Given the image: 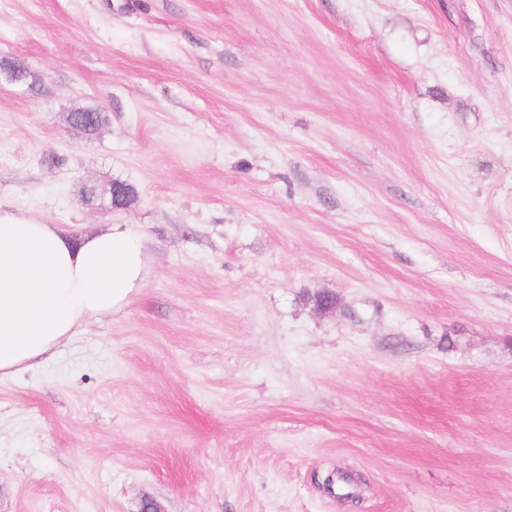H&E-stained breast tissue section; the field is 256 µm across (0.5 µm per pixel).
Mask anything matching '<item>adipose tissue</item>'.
Instances as JSON below:
<instances>
[{"instance_id":"1","label":"adipose tissue","mask_w":512,"mask_h":512,"mask_svg":"<svg viewBox=\"0 0 512 512\" xmlns=\"http://www.w3.org/2000/svg\"><path fill=\"white\" fill-rule=\"evenodd\" d=\"M146 274L137 230L116 224L75 238L0 211V376L38 364L91 318L122 310Z\"/></svg>"}]
</instances>
